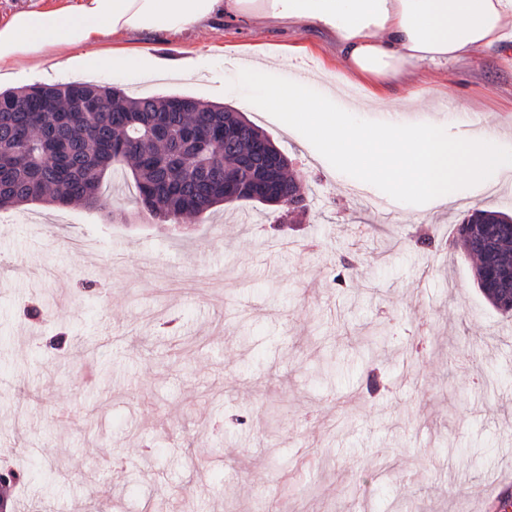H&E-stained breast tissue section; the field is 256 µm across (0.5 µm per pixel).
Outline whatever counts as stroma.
<instances>
[{
    "label": "stroma",
    "instance_id": "obj_1",
    "mask_svg": "<svg viewBox=\"0 0 512 512\" xmlns=\"http://www.w3.org/2000/svg\"><path fill=\"white\" fill-rule=\"evenodd\" d=\"M229 44L262 45L286 79L342 72L318 28L219 17L105 39L160 69L87 78L242 112L295 163L306 216L273 235L281 209L243 200L178 227L141 209L119 173L91 208L0 211V455L28 473L18 512L117 499L121 512H169L176 498L192 512H484L481 493L512 483V317L485 300L464 255L411 238L447 239L473 210L512 215V202L391 211L385 193L228 90ZM65 58L49 52L43 75L19 59L0 88L74 80L53 69ZM411 90L409 112L452 132L500 127L512 148V55L426 66L386 97ZM35 301L47 312L23 316ZM381 330L387 343L367 346ZM61 333L63 355L46 346ZM374 368L388 381L377 393Z\"/></svg>",
    "mask_w": 512,
    "mask_h": 512
}]
</instances>
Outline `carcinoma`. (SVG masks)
Returning <instances> with one entry per match:
<instances>
[{"mask_svg": "<svg viewBox=\"0 0 512 512\" xmlns=\"http://www.w3.org/2000/svg\"><path fill=\"white\" fill-rule=\"evenodd\" d=\"M253 124L224 140V107L189 103L183 111L170 97L130 98L92 82L32 86L0 92V209L44 203L67 207L96 203L108 172L129 167L136 201L150 214L181 224L224 204V176L209 167L263 170L251 156ZM494 221L493 258L512 265V216L481 211ZM449 246L480 262L474 278L488 302L512 316L504 295L480 281L483 243L467 220L455 225ZM26 473L0 469V487L16 488Z\"/></svg>", "mask_w": 512, "mask_h": 512, "instance_id": "obj_1", "label": "carcinoma"}]
</instances>
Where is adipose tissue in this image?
I'll use <instances>...</instances> for the list:
<instances>
[{
    "mask_svg": "<svg viewBox=\"0 0 512 512\" xmlns=\"http://www.w3.org/2000/svg\"><path fill=\"white\" fill-rule=\"evenodd\" d=\"M219 14L326 30L346 77L367 83L375 100L421 66L497 50L512 38V0H73L19 11L1 26L0 69L52 48L80 50L79 65L96 71L152 72L151 58L111 57L92 46L145 31L180 34Z\"/></svg>",
    "mask_w": 512,
    "mask_h": 512,
    "instance_id": "obj_1",
    "label": "adipose tissue"
}]
</instances>
